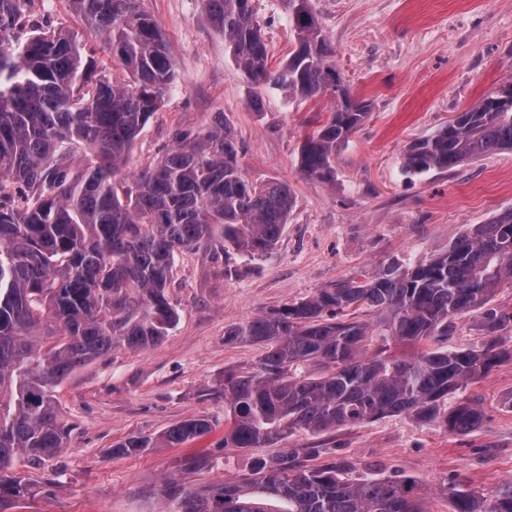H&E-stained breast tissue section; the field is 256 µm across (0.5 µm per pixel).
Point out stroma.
Here are the masks:
<instances>
[{
    "label": "stroma",
    "instance_id": "1",
    "mask_svg": "<svg viewBox=\"0 0 512 512\" xmlns=\"http://www.w3.org/2000/svg\"><path fill=\"white\" fill-rule=\"evenodd\" d=\"M278 69L294 48L281 0H252ZM354 95L371 118L336 161V181L302 178L299 147L317 111L332 100L302 103L276 89L261 92L237 70L223 32L204 0H143L171 50L175 81L164 105L136 139L126 174L154 163L177 129L205 131L224 113L243 144L250 181L288 182L295 209L273 252L260 259L225 255L218 245L178 253L167 288L180 319L159 345L111 353L76 368L55 388L70 430L64 448L35 464L17 459L13 474L30 491L0 502V512H165L174 479L200 490L247 477L254 459L327 449L354 476H412L429 512H451L448 482L493 496L512 480V359L470 384L485 418L467 434L436 422L385 416L245 450L223 447L228 369L250 370L259 346L228 344L226 330L318 289L390 266H406L447 249L471 224L512 208V150H496L451 171L407 176L401 155L500 85L512 80V0H312ZM36 20L78 32L85 55L111 66L102 38L86 28L69 0H31ZM215 421L214 430L180 448L131 457L112 454L131 434L154 439L177 422ZM205 453L210 467L184 470Z\"/></svg>",
    "mask_w": 512,
    "mask_h": 512
}]
</instances>
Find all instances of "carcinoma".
Listing matches in <instances>:
<instances>
[{"mask_svg":"<svg viewBox=\"0 0 512 512\" xmlns=\"http://www.w3.org/2000/svg\"><path fill=\"white\" fill-rule=\"evenodd\" d=\"M31 0H0V497L28 495L13 462L41 461L64 447L68 429L52 388L75 368L112 352L159 344L178 312L166 295L176 253L213 240L224 255L262 258L288 224L296 195L286 182L252 183L242 145L224 113L204 133L177 129L173 144L131 181L117 179L133 141L163 106L175 73L168 44L142 0H71L103 37L129 79L95 72L77 33L28 21ZM237 68L254 85L289 97H333L305 134L302 177L336 181V158L370 115L336 65L311 0H282L294 49L277 71L251 0H205ZM512 149V80L433 134L407 143L402 168L448 171ZM512 286V209L474 224L448 249L362 281H341L225 332L258 345L251 371L224 372V447L263 448L297 429L320 434L384 415L438 421L451 433L479 428L484 411L451 393L509 357L512 314L485 309ZM483 310L479 349L397 356L367 354L377 329L394 343L447 339L455 320ZM215 423L190 418L161 441L179 448ZM130 435L112 455L155 447ZM343 463L310 466L290 452L255 459L249 477L195 492L167 484L168 512H427L411 478L344 476ZM452 512H512V481L484 497L453 484Z\"/></svg>","mask_w":512,"mask_h":512,"instance_id":"1","label":"carcinoma"}]
</instances>
